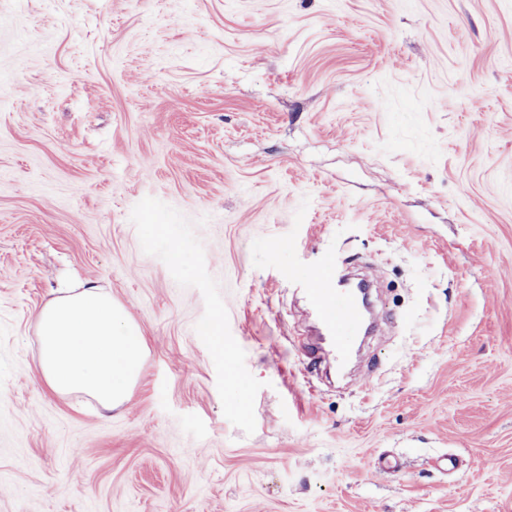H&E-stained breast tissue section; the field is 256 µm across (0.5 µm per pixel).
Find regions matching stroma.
Masks as SVG:
<instances>
[{
	"instance_id": "1",
	"label": "stroma",
	"mask_w": 512,
	"mask_h": 512,
	"mask_svg": "<svg viewBox=\"0 0 512 512\" xmlns=\"http://www.w3.org/2000/svg\"><path fill=\"white\" fill-rule=\"evenodd\" d=\"M353 258L339 390L298 282ZM88 281L109 412L39 364ZM0 512H512V0H0ZM46 389L84 393L111 410L138 382L146 356L141 331L112 295L89 286L49 300L37 315Z\"/></svg>"
}]
</instances>
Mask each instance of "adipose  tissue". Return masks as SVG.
Instances as JSON below:
<instances>
[{
  "instance_id": "ef3b65f1",
  "label": "adipose tissue",
  "mask_w": 512,
  "mask_h": 512,
  "mask_svg": "<svg viewBox=\"0 0 512 512\" xmlns=\"http://www.w3.org/2000/svg\"><path fill=\"white\" fill-rule=\"evenodd\" d=\"M46 389L84 393L104 409L123 404L146 356L141 331L111 294L90 286L49 300L37 315Z\"/></svg>"
}]
</instances>
